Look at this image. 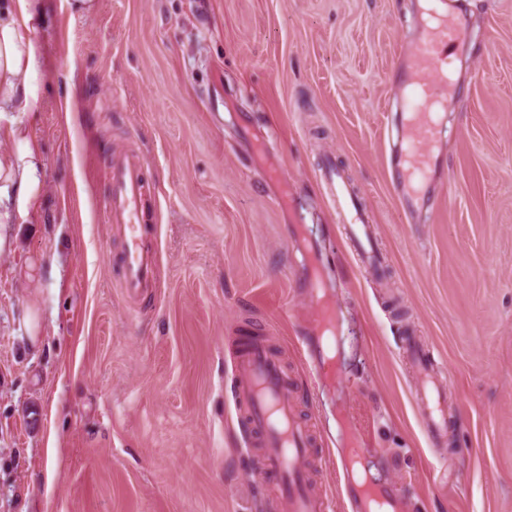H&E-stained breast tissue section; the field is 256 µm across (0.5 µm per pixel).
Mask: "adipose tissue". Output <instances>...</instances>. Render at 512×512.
<instances>
[{
    "instance_id": "obj_1",
    "label": "adipose tissue",
    "mask_w": 512,
    "mask_h": 512,
    "mask_svg": "<svg viewBox=\"0 0 512 512\" xmlns=\"http://www.w3.org/2000/svg\"><path fill=\"white\" fill-rule=\"evenodd\" d=\"M44 12V0H0V139L23 142L16 153H0V224H15L37 208L41 183V158L26 145V132L16 113L37 109L36 88L30 76L41 66L31 37L30 23Z\"/></svg>"
}]
</instances>
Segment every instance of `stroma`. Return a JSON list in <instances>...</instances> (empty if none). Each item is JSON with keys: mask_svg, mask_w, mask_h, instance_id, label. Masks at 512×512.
Listing matches in <instances>:
<instances>
[{"mask_svg": "<svg viewBox=\"0 0 512 512\" xmlns=\"http://www.w3.org/2000/svg\"><path fill=\"white\" fill-rule=\"evenodd\" d=\"M457 5L470 50L443 181L407 213L388 155L417 0H98L89 15L49 0L31 35L57 77L32 76L39 108L20 117L42 202L0 226V512H274L228 336L280 359L328 493L356 441L410 512H512V0ZM258 127L284 183L264 175ZM130 151L160 281L136 305L104 213L112 158ZM325 168L365 208L381 273L360 264ZM314 268L336 308L326 380L303 348ZM413 334L446 380L435 445L400 349Z\"/></svg>", "mask_w": 512, "mask_h": 512, "instance_id": "obj_1", "label": "stroma"}]
</instances>
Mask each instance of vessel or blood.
Masks as SVG:
<instances>
[{
    "label": "vessel or blood",
    "instance_id": "b4317fda",
    "mask_svg": "<svg viewBox=\"0 0 512 512\" xmlns=\"http://www.w3.org/2000/svg\"><path fill=\"white\" fill-rule=\"evenodd\" d=\"M469 41V22L454 0H430L413 47L398 64L404 118L390 163L397 171L396 191L405 212L423 206L428 187L439 176L442 111L456 94L453 74ZM143 167L138 154L115 156L110 170L112 192L106 200L108 223L127 241L120 288L131 302L153 296L158 286L157 253L147 243L140 222V207L150 191ZM328 195L344 212L351 231L365 232V211L344 179L331 180ZM406 357L419 380L416 399L428 435L434 441L446 439L448 409L432 364L412 340ZM230 379L237 417L261 450L255 476L268 488L276 512H331L326 492L304 466L314 442L313 427L298 414L288 376L270 346L254 341L237 347ZM336 464L351 512H407L402 496L365 483L347 452L338 453Z\"/></svg>",
    "mask_w": 512,
    "mask_h": 512
}]
</instances>
